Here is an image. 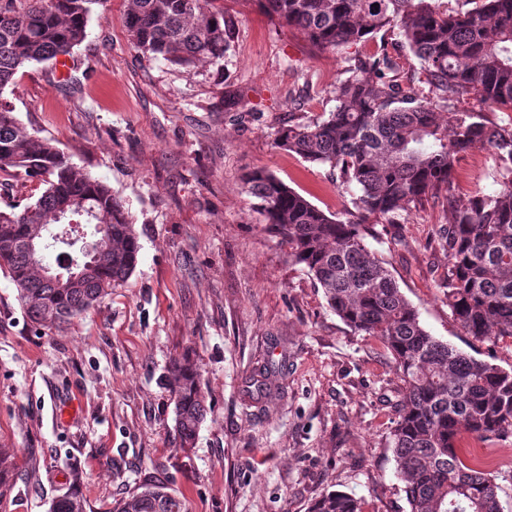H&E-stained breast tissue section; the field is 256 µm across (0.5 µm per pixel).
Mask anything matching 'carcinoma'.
I'll return each instance as SVG.
<instances>
[{
	"label": "carcinoma",
	"instance_id": "cac0c4a2",
	"mask_svg": "<svg viewBox=\"0 0 512 512\" xmlns=\"http://www.w3.org/2000/svg\"><path fill=\"white\" fill-rule=\"evenodd\" d=\"M0 0V173L24 174L44 186L18 211L0 210V271L35 328L61 329L99 304L134 273L140 245L122 200L102 180L71 162L53 141L31 132L8 100L15 75L30 64L69 58L87 37L104 0ZM213 0H129L125 26L133 47L192 69L224 59L234 21ZM279 23L324 51L396 30L420 63L428 94L387 76L392 59L359 61L336 86V106L315 123L278 130V148L336 171L359 194L343 220L328 216L273 173L243 178L264 228L289 248L322 288L328 306L354 330L376 338L391 355L404 392L390 431L409 512H502L498 486L479 461L465 463L460 441L512 436V371L469 357L431 336L387 263L366 245L374 224L398 217L427 198L444 197L451 219L438 236L448 257L445 299L463 331L495 345L512 337V122L490 125L481 112H450L460 97L512 111V0H255ZM475 146L496 156L498 189L460 199L448 192L456 158ZM102 224L93 229L104 258L80 283L72 271L36 266L26 246L36 224ZM275 368L252 377L249 395H272ZM180 447H194L208 413L198 369L184 355L168 377ZM49 512H85L73 494ZM117 512H185L165 487L146 483ZM309 512H363L342 491L317 498Z\"/></svg>",
	"mask_w": 512,
	"mask_h": 512
}]
</instances>
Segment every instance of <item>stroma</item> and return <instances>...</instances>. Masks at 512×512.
<instances>
[{
  "mask_svg": "<svg viewBox=\"0 0 512 512\" xmlns=\"http://www.w3.org/2000/svg\"><path fill=\"white\" fill-rule=\"evenodd\" d=\"M127 5L105 0L74 68L28 65L10 97L24 126L122 198L140 251L127 283L61 331L35 329L0 273V449L13 463L0 512H48L70 492L86 512H115L147 482L175 492L186 512H308L333 490L361 498L364 512H408L389 444L402 398L394 364L264 232L242 178L269 170L344 218L357 187L279 149L275 133L327 117L349 66L380 53L395 60L394 78L427 92L418 60L394 33L320 51L251 0H215L234 38L219 64L188 72L131 46ZM72 74L75 94L60 87ZM496 168L485 148L460 155L453 194L495 191ZM449 219L432 199L397 225H375L367 245L431 336L512 371V338L465 334L445 300L448 258L436 240ZM186 353L210 407L188 451L165 382ZM270 361L281 389L253 400L245 382ZM483 446L512 512V437Z\"/></svg>",
  "mask_w": 512,
  "mask_h": 512,
  "instance_id": "stroma-1",
  "label": "stroma"
}]
</instances>
